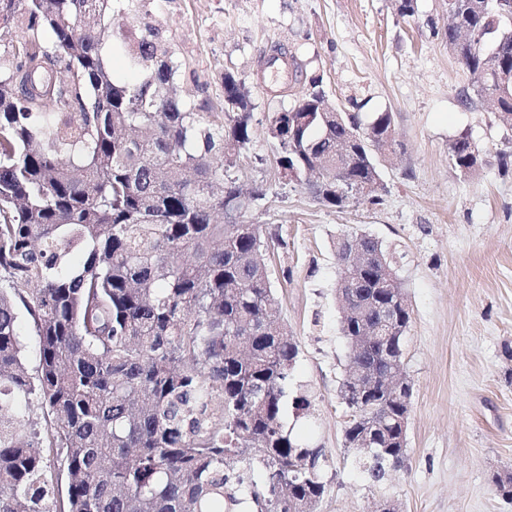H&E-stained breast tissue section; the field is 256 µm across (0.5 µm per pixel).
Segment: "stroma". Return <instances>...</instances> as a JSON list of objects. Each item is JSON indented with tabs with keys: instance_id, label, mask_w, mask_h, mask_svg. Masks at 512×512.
<instances>
[{
	"instance_id": "obj_1",
	"label": "stroma",
	"mask_w": 512,
	"mask_h": 512,
	"mask_svg": "<svg viewBox=\"0 0 512 512\" xmlns=\"http://www.w3.org/2000/svg\"><path fill=\"white\" fill-rule=\"evenodd\" d=\"M150 8L183 64L188 102L220 108L228 71L250 94L253 136L237 175L266 194L245 219L272 242L275 297L299 346L290 391L313 401L308 417L286 406L285 426L327 455L317 512H374L382 498L400 512H512L492 483L512 468V169L498 159L512 151V128L481 99L463 103L474 79L442 37L444 0H416L411 17L394 0H152ZM277 47L288 77L275 82L266 62ZM316 90L365 124L393 114L398 146L378 157L379 201L329 208L282 177L272 120ZM464 133L481 156L469 175L448 155ZM352 232L396 253L412 311L408 460L382 487L353 466L338 395L347 344L333 241Z\"/></svg>"
}]
</instances>
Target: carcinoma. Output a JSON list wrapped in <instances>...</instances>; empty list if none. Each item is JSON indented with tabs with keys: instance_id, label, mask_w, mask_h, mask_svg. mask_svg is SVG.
<instances>
[{
	"instance_id": "1",
	"label": "carcinoma",
	"mask_w": 512,
	"mask_h": 512,
	"mask_svg": "<svg viewBox=\"0 0 512 512\" xmlns=\"http://www.w3.org/2000/svg\"><path fill=\"white\" fill-rule=\"evenodd\" d=\"M123 50L141 71L114 80L106 60L114 2ZM151 0H0V512H313L325 491L322 449L285 429L298 344L244 213L265 195L234 173L252 140L251 102L224 73L221 110L176 92L182 64ZM446 43L478 76L477 96L512 127V7L445 0ZM23 34L12 36L17 13ZM65 73V97L24 88ZM278 167L318 203L345 207L383 189L375 154L396 146L393 115L367 125L313 91L273 118ZM466 135L456 169L477 167ZM360 260L334 242L345 446L383 482L406 466L411 382L403 336L411 310L394 256L364 237ZM36 336L25 364L21 321ZM39 401L50 430L33 428ZM371 438L370 447L356 442ZM53 450V458L40 449ZM66 475L58 509L54 493Z\"/></svg>"
}]
</instances>
